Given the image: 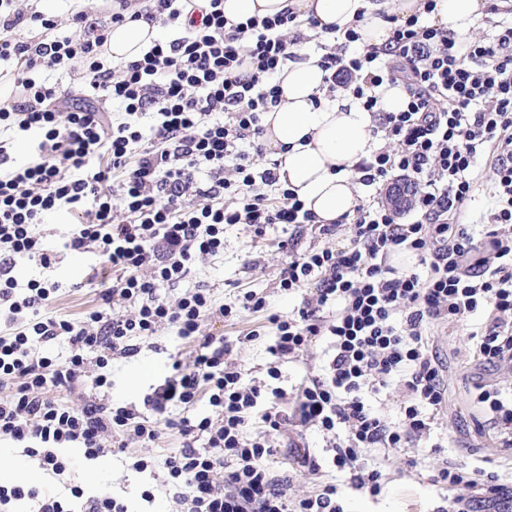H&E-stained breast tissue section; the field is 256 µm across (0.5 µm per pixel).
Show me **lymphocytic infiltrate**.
Returning a JSON list of instances; mask_svg holds the SVG:
<instances>
[{
  "mask_svg": "<svg viewBox=\"0 0 512 512\" xmlns=\"http://www.w3.org/2000/svg\"><path fill=\"white\" fill-rule=\"evenodd\" d=\"M105 8L108 24L92 25L90 0H72L63 18L31 0H0V63L12 65L18 90L0 106V439L24 445L41 470L60 476L72 465L64 449L78 446L95 459L134 442L151 447L171 429L182 444L163 462V486L179 512H344L332 482L292 495L294 473L321 469L309 449H291L294 473L270 466L293 421L323 433L332 471L381 495L391 452L442 448L431 434L448 367L430 326L465 327L482 365L512 364V9L494 2L492 33L474 27L459 37L432 25L435 0H421L408 18L391 16L390 39L379 48L362 44L352 28L342 41L323 42L316 21L300 22L291 10L231 24L224 0H105ZM140 19L167 28L170 38L111 66L105 49L113 26ZM309 42L320 45L326 97L351 94L371 113L381 143L356 167L357 184L370 194L345 216L350 240L341 248L328 244L340 225L318 223L282 188L278 163L256 164L265 151L262 115L280 103L278 74ZM41 70L77 76L78 93L37 79ZM386 86L402 87L404 110H380ZM108 100L120 118L105 110ZM24 136L37 144L20 163L12 146ZM399 180L413 187L404 210L385 198ZM484 182L493 202L480 224L494 252L472 264L474 233L460 217ZM61 208L76 220L63 249L94 253L114 274L99 308L79 319L42 315L58 283L22 285L12 274L21 258L45 269L55 262L39 226ZM406 210L413 221H404ZM228 224L257 237L271 224L294 231L279 286L303 297L291 314L267 317L275 362L264 382L238 363L235 342L203 330L216 313L264 310V296L248 291L218 306L205 288L160 292L223 252ZM309 232L325 247L301 248ZM405 252L417 267L391 264ZM168 328L194 344V356L174 361L172 375L147 395L152 418L129 406L68 407L45 396L48 388L74 392L92 366L104 386L111 360L136 356ZM62 337L71 348L65 361L36 354L35 345ZM317 338L326 343L324 359L285 409L279 364L303 357ZM394 385L404 397L396 420L368 403ZM203 388L210 414L171 417ZM507 389L503 381L474 384L497 448L512 447ZM431 481L442 492L434 512H473L474 500L495 505L512 492L475 461L443 460ZM20 502L31 512H129L111 493L89 496L77 485L66 497L33 484L0 485V512Z\"/></svg>",
  "mask_w": 512,
  "mask_h": 512,
  "instance_id": "1",
  "label": "lymphocytic infiltrate"
}]
</instances>
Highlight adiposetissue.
Instances as JSON below:
<instances>
[{
    "instance_id": "obj_1",
    "label": "adipose tissue",
    "mask_w": 512,
    "mask_h": 512,
    "mask_svg": "<svg viewBox=\"0 0 512 512\" xmlns=\"http://www.w3.org/2000/svg\"><path fill=\"white\" fill-rule=\"evenodd\" d=\"M293 9L319 28L356 27L362 41L384 46L391 24L381 0H224V16L243 22ZM486 0H436L432 23L466 33L482 16ZM162 36L158 25L141 20L114 26L108 43L112 61L137 59ZM324 71L311 60L288 63L279 75L281 103L264 113L263 142L280 162V182L312 210L320 223L351 214L357 203L354 168L376 148L373 118L350 97L322 99Z\"/></svg>"
}]
</instances>
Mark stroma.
<instances>
[{"instance_id":"1","label":"stroma","mask_w":512,"mask_h":512,"mask_svg":"<svg viewBox=\"0 0 512 512\" xmlns=\"http://www.w3.org/2000/svg\"><path fill=\"white\" fill-rule=\"evenodd\" d=\"M72 215L65 210L49 214L42 226L46 243L58 252L52 268L43 270L28 261H20L18 276L28 279L39 276L58 282L60 288L48 310L54 314L79 317L95 310L99 304L100 283L111 276L112 270L103 265L91 252L71 253L60 251L59 245L69 232ZM289 229L283 225L267 226L263 237L257 238L242 224L224 227V252L204 265H194L181 282L163 286L166 296H177L192 288L209 289L215 304L230 302L236 294L255 291L265 296L266 311L243 310L231 319L214 315L208 318L206 333L230 340L259 330V339L241 345L237 351L238 361L253 377L265 379L266 369L273 357L269 352L270 336L263 328L271 313L290 312L295 298L286 296L278 288L277 272L287 255L280 248L288 239ZM434 344L448 362L449 402L440 409L433 436L447 446L449 457L456 458L467 450L478 455H490L489 470L507 475L512 473V450L488 453L485 439L476 432L474 417L478 412L473 402L471 385L477 380L487 382L496 379V372L479 365L473 356L461 329L452 325H441L432 331ZM192 344L172 331L166 330L157 337L155 344H143L140 352L129 359L113 360L106 370L107 385L95 387L92 378H84L77 394L68 396L69 405H79L81 397H106L114 404L142 406L144 397L163 383L171 374L173 356L190 361ZM180 436L174 431H164L158 445L151 453L155 464L151 470L139 473L131 468L133 458L143 455L139 444H131L124 458L110 455L94 460L83 454L72 455V469L61 476L40 473L38 484L46 492L65 494L67 485L88 486L90 491L107 490L118 497L127 498L133 512H176L177 506L161 486L164 477L162 462L166 454L180 446ZM418 455L417 448H405L391 455L387 470L388 480L384 492L372 499L351 489L346 477L340 476L336 484L342 492L345 512H433L439 504L438 491L430 481V474L440 462V457L422 458L416 470H408L407 461ZM419 456V455H418ZM96 470L95 483H88L86 474ZM153 489L155 499L145 502L140 498L144 489Z\"/></svg>"}]
</instances>
